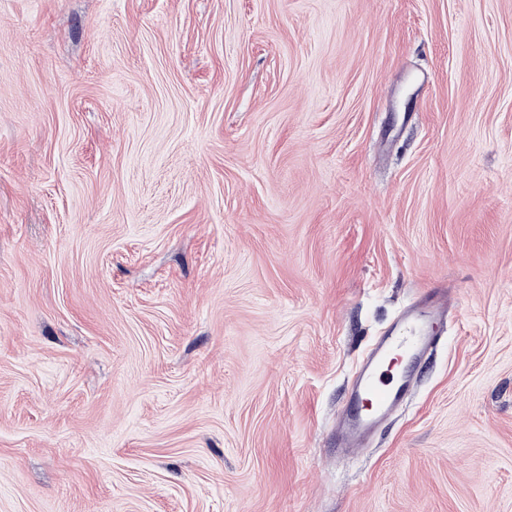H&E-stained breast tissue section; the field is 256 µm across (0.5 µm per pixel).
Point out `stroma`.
I'll return each instance as SVG.
<instances>
[{"instance_id": "35a3bbf8", "label": "stroma", "mask_w": 512, "mask_h": 512, "mask_svg": "<svg viewBox=\"0 0 512 512\" xmlns=\"http://www.w3.org/2000/svg\"><path fill=\"white\" fill-rule=\"evenodd\" d=\"M0 512H512V0H0ZM448 308V289L433 288L403 309L391 326L370 346L367 359L354 379L348 406L336 421V453L355 454L375 434L380 423L404 403L413 373L403 361H416L438 335L437 325Z\"/></svg>"}]
</instances>
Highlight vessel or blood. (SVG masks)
<instances>
[{"label":"vessel or blood","mask_w":512,"mask_h":512,"mask_svg":"<svg viewBox=\"0 0 512 512\" xmlns=\"http://www.w3.org/2000/svg\"><path fill=\"white\" fill-rule=\"evenodd\" d=\"M447 308V289L423 292L375 339L356 374L348 406L336 422L337 453L350 455L362 450L380 423L403 405L412 378L401 372L400 366L417 360L433 343Z\"/></svg>","instance_id":"obj_1"}]
</instances>
